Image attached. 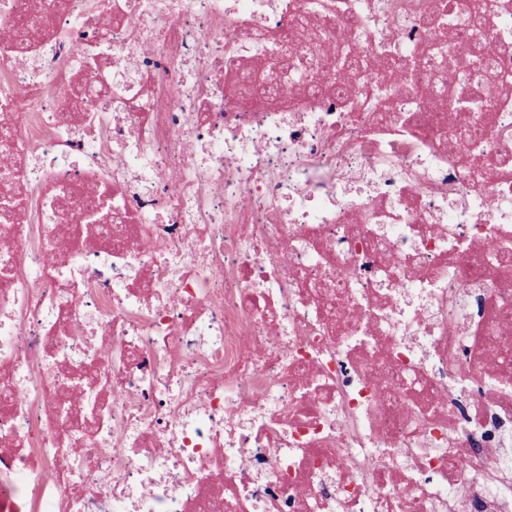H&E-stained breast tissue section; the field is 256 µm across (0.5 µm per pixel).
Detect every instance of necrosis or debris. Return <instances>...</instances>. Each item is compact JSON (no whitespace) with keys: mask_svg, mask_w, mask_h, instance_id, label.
Wrapping results in <instances>:
<instances>
[{"mask_svg":"<svg viewBox=\"0 0 512 512\" xmlns=\"http://www.w3.org/2000/svg\"><path fill=\"white\" fill-rule=\"evenodd\" d=\"M432 2L42 0L0 49V512H512V97L436 111ZM342 25L417 123L344 110Z\"/></svg>","mask_w":512,"mask_h":512,"instance_id":"necrosis-or-debris-1","label":"necrosis or debris"}]
</instances>
